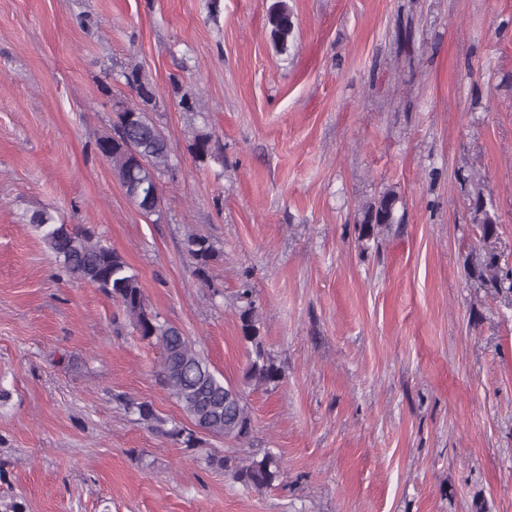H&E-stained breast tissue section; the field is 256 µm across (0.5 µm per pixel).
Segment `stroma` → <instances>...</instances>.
Listing matches in <instances>:
<instances>
[{
  "label": "stroma",
  "mask_w": 512,
  "mask_h": 512,
  "mask_svg": "<svg viewBox=\"0 0 512 512\" xmlns=\"http://www.w3.org/2000/svg\"><path fill=\"white\" fill-rule=\"evenodd\" d=\"M0 0V499L26 512H512V0ZM158 90L174 150L143 217L97 149ZM200 100L183 111L172 79ZM211 138L206 160L192 131ZM402 223L359 237L363 203ZM499 219L482 239L471 199ZM95 228L148 308L242 386V441L169 437L191 421L162 350L120 305L61 274L25 217ZM216 257L198 273L188 234ZM250 287L282 378L245 384L237 309ZM146 401L163 429L135 422ZM273 452L256 491L210 455ZM266 26L277 49L288 50L293 39V13L288 0H271L266 12Z\"/></svg>",
  "instance_id": "stroma-1"
}]
</instances>
